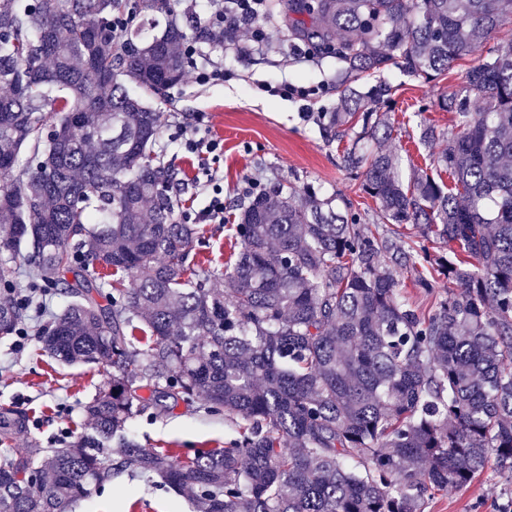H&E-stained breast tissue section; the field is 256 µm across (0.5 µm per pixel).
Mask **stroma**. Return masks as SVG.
<instances>
[{"label":"stroma","instance_id":"stroma-1","mask_svg":"<svg viewBox=\"0 0 512 512\" xmlns=\"http://www.w3.org/2000/svg\"><path fill=\"white\" fill-rule=\"evenodd\" d=\"M272 45L255 51L244 43L202 45L207 59L233 71V78L209 85L191 77L171 89L164 98L148 96V103L163 112L164 121L155 150L162 162L178 175L181 207L197 219L208 204L204 190L208 180L224 188V221L199 222V234L190 252L192 262L220 267L227 249L228 227L234 222V204L245 201L250 183L269 187L277 183L292 188L314 186L320 198L334 199L337 206L352 205L366 223L377 221V205L359 190V182L340 165L346 146L339 139H325L320 115L335 111L339 103L336 73L339 64L329 53L305 62L292 61L298 43L273 11L264 23ZM289 66H282V59ZM469 60L457 62L448 75L427 83L390 68L361 78L356 86L367 90L377 84L392 88L389 96L375 102L387 113L394 131L382 142L383 150L398 153L405 176L430 169L445 146L439 139L425 144L420 134L425 125L447 130L450 116L441 111V93L466 81ZM300 86H317L321 92L310 105L284 100L264 92L263 86L280 78ZM204 120L212 135L224 143V151L206 163L185 152L171 135L176 126ZM29 341L16 350L13 339H0V412L10 411L25 421L22 432L0 441V453L22 458L33 448H60L81 431L84 407L99 392L106 375L93 365H62L41 351L38 328L28 323ZM132 435L150 448H171L183 453L232 442L238 429L223 417L199 409L178 406L165 413H147L131 426ZM143 499L137 512H185L187 504L174 492L145 487L142 482L120 480L79 503L75 512H130L134 499ZM504 484L494 468H487L467 487L436 494L425 512H504L508 502Z\"/></svg>","mask_w":512,"mask_h":512}]
</instances>
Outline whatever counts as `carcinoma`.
I'll return each mask as SVG.
<instances>
[{
	"mask_svg": "<svg viewBox=\"0 0 512 512\" xmlns=\"http://www.w3.org/2000/svg\"><path fill=\"white\" fill-rule=\"evenodd\" d=\"M136 0L157 33L104 21L130 0H0V338L30 320L16 259L66 297L39 330L63 363H96L104 393L63 448L0 456V512H72L121 475L173 491L190 512H425L492 465L512 486V0H287L292 35L336 47L345 77L323 132L383 236L314 189L261 188L234 227L224 269L189 264L175 172L157 160L163 96L184 77L172 9ZM470 59L441 95L448 144L404 183L401 159L370 152L388 118L352 87L389 66L427 82ZM28 151L35 165L17 171ZM433 295L420 313L397 267ZM72 274L69 281L66 274ZM222 276L228 293L211 286ZM112 286V293L102 288ZM239 426L223 448L181 455L130 433L179 404Z\"/></svg>",
	"mask_w": 512,
	"mask_h": 512,
	"instance_id": "carcinoma-1",
	"label": "carcinoma"
}]
</instances>
